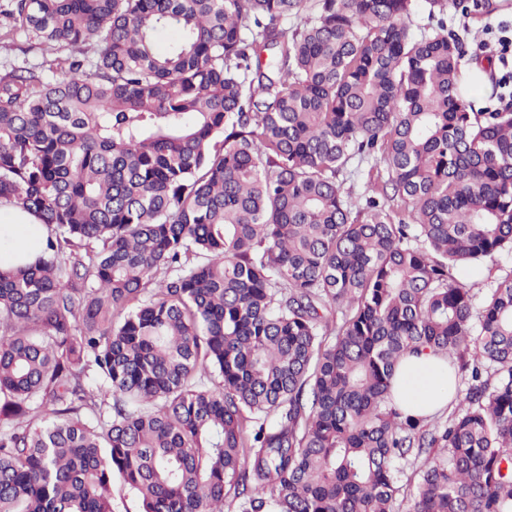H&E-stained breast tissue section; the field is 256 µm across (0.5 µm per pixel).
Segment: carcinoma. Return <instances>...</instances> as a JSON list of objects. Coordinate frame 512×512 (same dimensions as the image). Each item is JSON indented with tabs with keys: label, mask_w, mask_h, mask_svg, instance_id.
Instances as JSON below:
<instances>
[{
	"label": "carcinoma",
	"mask_w": 512,
	"mask_h": 512,
	"mask_svg": "<svg viewBox=\"0 0 512 512\" xmlns=\"http://www.w3.org/2000/svg\"><path fill=\"white\" fill-rule=\"evenodd\" d=\"M425 6L0 11L43 47L0 77V204L47 228L0 269V512H112L115 478L139 512H512V269L472 282L512 255V112ZM422 352L444 421L392 399ZM357 166V161L353 164L352 169H356L355 174L343 182V189L346 192H351L354 198L362 197L367 190L370 181L376 179L377 170L380 171L378 166H375L373 160L364 161Z\"/></svg>",
	"instance_id": "1"
}]
</instances>
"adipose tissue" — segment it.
<instances>
[{
  "mask_svg": "<svg viewBox=\"0 0 512 512\" xmlns=\"http://www.w3.org/2000/svg\"><path fill=\"white\" fill-rule=\"evenodd\" d=\"M43 234L30 215L11 205L0 206V268L34 255ZM392 386L402 408L433 415L448 405V363L430 353L407 357L398 365Z\"/></svg>",
  "mask_w": 512,
  "mask_h": 512,
  "instance_id": "1",
  "label": "adipose tissue"
}]
</instances>
